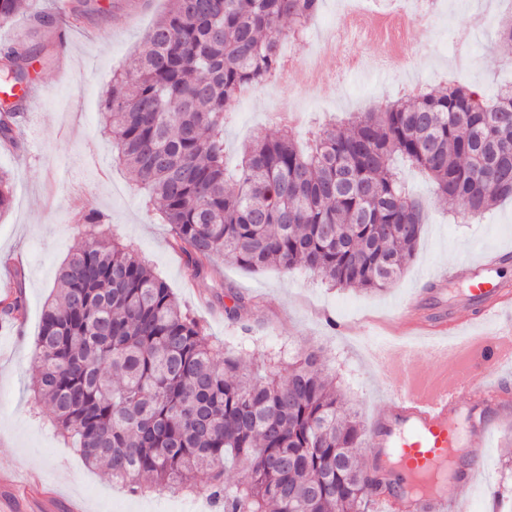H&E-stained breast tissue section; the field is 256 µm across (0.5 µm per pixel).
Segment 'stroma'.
<instances>
[{
	"mask_svg": "<svg viewBox=\"0 0 512 512\" xmlns=\"http://www.w3.org/2000/svg\"><path fill=\"white\" fill-rule=\"evenodd\" d=\"M52 2L27 0V11L0 27V49L54 36V28L33 20L35 13L49 12ZM167 7L168 0H95L93 10L76 20L71 39L57 47L54 61L34 64L46 91L38 111L26 115L22 147L0 149V169L10 172L13 185L11 207L0 214V259L17 260L11 267L0 262V280L19 282L27 303L21 329L0 330V485L25 505L47 498L64 510L78 499L84 512H219L198 493L178 497L164 487L130 493L68 448L56 435L47 408L34 401L35 339L43 308L55 294L58 268L85 239L79 211L104 213L112 237L146 257L180 305L201 320L209 340L244 352L250 367L263 366L271 353L286 346L321 349L326 365L336 372L339 391L367 426L399 382L398 374L381 365L376 348L391 338L414 336L393 322L397 308L420 295L430 311L474 318L469 283L435 282L443 269L467 259L501 255L491 277L512 281V202L482 217L460 209L447 215L432 182L407 166L404 179L422 200L427 222L402 276L390 288H333L301 268L251 273L227 258L215 260L206 277L188 284L186 265L170 247V226L147 206L133 176L114 162L112 133L102 122L113 73L132 59ZM511 11L512 0H443L435 18L418 19L406 31L408 72L354 70L337 98H322L298 85H267L239 105L225 127L228 166H235L238 148L254 134L275 133L271 114L284 105L302 108L311 125L396 99L409 76L429 88L439 85L442 72L453 69L454 39L463 31V17L479 25L471 34L472 62L454 69L456 78L485 92L511 83L512 68L504 60L512 57V45L500 44L496 28ZM218 283L250 298L239 321H230L221 306L211 303L210 291ZM479 464L483 472L476 484L449 487V496L465 502L469 512H512V427H490Z\"/></svg>",
	"mask_w": 512,
	"mask_h": 512,
	"instance_id": "35a3bbf8",
	"label": "stroma"
}]
</instances>
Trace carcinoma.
Masks as SVG:
<instances>
[{
  "label": "carcinoma",
  "instance_id": "1",
  "mask_svg": "<svg viewBox=\"0 0 512 512\" xmlns=\"http://www.w3.org/2000/svg\"><path fill=\"white\" fill-rule=\"evenodd\" d=\"M142 46L112 76L103 121L116 159L172 225V247L196 278L216 256L258 271L300 266L334 287L384 290L422 228L420 204L392 166L427 173L448 211L474 216L512 200V86L474 95L445 82L324 124L300 147L292 129L254 137L232 187L224 125L240 87L263 89L285 40L298 42L322 0H170ZM24 8L0 0V25ZM35 51L0 50V85L33 83ZM23 101L0 99V141L18 144ZM0 171V214L10 208ZM89 228L58 276L35 340V399L89 467L134 494L202 489L223 512H371L390 492L363 468L367 431L336 389L320 350L255 372L213 345L165 280L101 229ZM235 319L240 294L212 292ZM25 312L22 290L0 300V325ZM239 479L224 482L227 463Z\"/></svg>",
  "mask_w": 512,
  "mask_h": 512
}]
</instances>
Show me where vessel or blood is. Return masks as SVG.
<instances>
[{
	"mask_svg": "<svg viewBox=\"0 0 512 512\" xmlns=\"http://www.w3.org/2000/svg\"><path fill=\"white\" fill-rule=\"evenodd\" d=\"M494 263L491 257L463 263L443 272L440 279L469 281L481 301L480 317L492 318L512 307V287L487 275ZM402 312L419 334L438 338L432 353L440 365L470 348L469 337L459 333L457 318L429 314L418 298L410 299ZM424 352L423 346L410 344L392 351L406 391L371 428L375 463L392 486L380 499V512H467L460 500L445 494L444 487L475 480L476 446L486 436L489 414L512 418V411L502 405L512 394L488 379L461 372L418 381L416 365Z\"/></svg>",
	"mask_w": 512,
	"mask_h": 512,
	"instance_id": "1",
	"label": "vessel or blood"
}]
</instances>
